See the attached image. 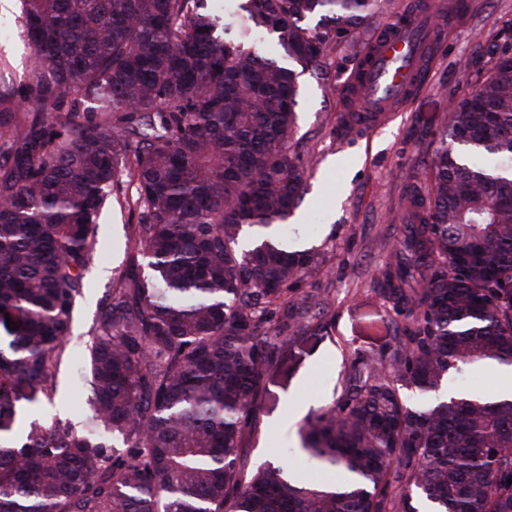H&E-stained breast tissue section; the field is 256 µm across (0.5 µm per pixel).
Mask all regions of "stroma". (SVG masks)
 <instances>
[{
	"instance_id": "35a3bbf8",
	"label": "stroma",
	"mask_w": 512,
	"mask_h": 512,
	"mask_svg": "<svg viewBox=\"0 0 512 512\" xmlns=\"http://www.w3.org/2000/svg\"><path fill=\"white\" fill-rule=\"evenodd\" d=\"M465 2L437 49L425 89L385 124L348 130L339 115L346 109L345 92L363 43L404 13L410 0H378L375 26L358 42L339 43L329 52L328 79L308 71L300 78L289 151L305 169L306 191L286 236L301 248L316 249L321 263L319 272L297 283L288 296L295 320L287 338L277 342L278 367L263 376L259 410L241 450L247 468L278 458L304 480L341 478L301 452L298 427L290 417L299 410L308 418L338 403L355 356L379 355L407 324L381 296V272L395 259L411 200L428 192L425 172L448 126L449 103L469 92L476 73L489 67L494 35L512 28V0ZM0 26L10 30L0 35V81H26L31 52L19 0H0ZM120 183L121 202H110L94 228L84 294L54 373L53 400L35 410L38 417L76 429L89 411V393L79 389L77 372L102 303L120 284L133 243L131 227L138 221L137 210L123 203L134 195L135 184L125 174Z\"/></svg>"
}]
</instances>
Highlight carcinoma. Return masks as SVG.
I'll return each mask as SVG.
<instances>
[{"instance_id":"1","label":"carcinoma","mask_w":512,"mask_h":512,"mask_svg":"<svg viewBox=\"0 0 512 512\" xmlns=\"http://www.w3.org/2000/svg\"><path fill=\"white\" fill-rule=\"evenodd\" d=\"M21 3L32 74L0 86V512H512V397L441 395L452 374L512 367V35L450 112L471 160L436 152L383 272L412 329L351 362L341 400L300 428L345 478L300 481L241 457L288 289L319 269L274 233L303 193L300 73L250 44L270 36L323 79L377 0H241L224 18L206 0ZM125 170L135 247L88 347L77 431L31 409L52 398ZM403 386L433 400L411 407Z\"/></svg>"}]
</instances>
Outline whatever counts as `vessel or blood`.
Masks as SVG:
<instances>
[{
    "label": "vessel or blood",
    "mask_w": 512,
    "mask_h": 512,
    "mask_svg": "<svg viewBox=\"0 0 512 512\" xmlns=\"http://www.w3.org/2000/svg\"><path fill=\"white\" fill-rule=\"evenodd\" d=\"M453 22L442 0H424L404 20L381 30L350 92L358 102L356 122L370 126L384 120L423 85L430 53Z\"/></svg>",
    "instance_id": "1"
}]
</instances>
